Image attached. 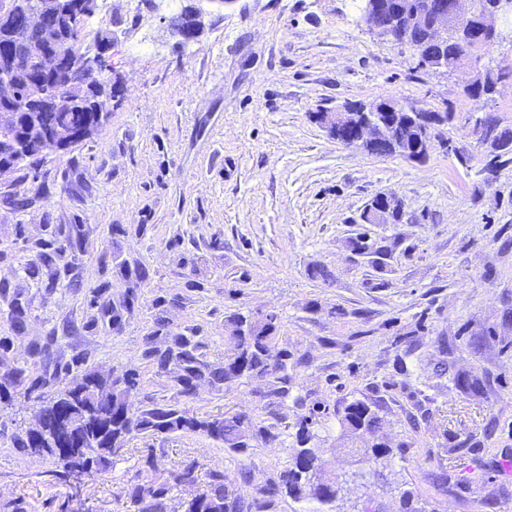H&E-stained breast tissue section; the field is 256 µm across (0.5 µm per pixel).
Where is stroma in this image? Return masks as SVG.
Listing matches in <instances>:
<instances>
[{
    "label": "stroma",
    "mask_w": 512,
    "mask_h": 512,
    "mask_svg": "<svg viewBox=\"0 0 512 512\" xmlns=\"http://www.w3.org/2000/svg\"><path fill=\"white\" fill-rule=\"evenodd\" d=\"M107 3L85 27L112 35L121 93L107 120L70 151L0 177L9 363L42 373L34 347L45 344L64 366L46 395L88 371L133 369V403L160 401L174 389L143 359L145 337H199L220 367L233 352L225 316L273 311L287 399L244 378L200 385L187 406L258 409L280 439L238 456L199 434L143 433L111 473L66 482L55 458L15 449L41 405L18 395L0 403V512H125L126 481L149 451L159 479L193 459L232 474L248 464L250 479L232 488L249 499L289 464L307 416L321 469L340 486L333 512H400L407 492L422 512H512V162L487 173L494 150L473 132L485 114L512 129V79L487 98L464 92L480 65L512 68V42L426 71L410 47L372 34L360 0H238L207 10L189 43L167 20L193 0ZM391 99L450 113L424 161L337 142L315 119ZM381 195L401 201L400 219L365 223ZM358 237L371 253L352 250ZM355 400L381 407L385 481L359 475L358 453L338 445L337 416Z\"/></svg>",
    "instance_id": "obj_1"
}]
</instances>
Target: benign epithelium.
Returning a JSON list of instances; mask_svg holds the SVG:
<instances>
[{
  "instance_id": "1",
  "label": "benign epithelium",
  "mask_w": 512,
  "mask_h": 512,
  "mask_svg": "<svg viewBox=\"0 0 512 512\" xmlns=\"http://www.w3.org/2000/svg\"><path fill=\"white\" fill-rule=\"evenodd\" d=\"M60 7L66 9L71 17L72 29L84 26L87 9L84 0H3L0 3V29L6 27L12 16L22 13L30 27L40 30L41 45L33 47L17 40L10 50L0 57V175L11 172V166L3 163L5 159L17 160L31 155L41 156L48 150L63 152L73 146L76 137H91L103 123V117L86 125L79 134L68 127H56L43 133L40 140L29 142V137L17 132L20 114H25V126H30L37 113L61 107L60 100L45 91L37 97L21 100L15 93L16 77L22 72L38 76L40 79L54 78L62 72L78 77L77 83H86L96 76H102L108 70L105 53L106 46L99 45L91 51L86 48H72L62 54L58 50L59 31L45 22L46 14ZM361 20L369 25L373 33L380 38L397 40L395 27L400 15L385 11L381 0H362ZM203 12L195 8L187 12L185 23L177 28L179 35L186 41L197 38L203 28ZM512 16V0H493L491 10L481 17V28L501 40H512V31L500 25V22ZM473 8H464V0H452L451 5L442 10L432 8V0H422L421 7L415 13L414 21L426 26L428 37L433 42L443 40L448 26L457 28L465 39L464 47L458 54V61L471 60L472 50L485 43L483 39L469 36L472 32ZM413 115L422 125V135L414 146L416 152L430 151L438 136L440 125L438 112L412 110L397 101H391L379 108V111H367L345 104L333 112L317 113L318 122L336 139L347 144H361L371 147L377 154H385L392 143L390 127L392 118L401 115Z\"/></svg>"
}]
</instances>
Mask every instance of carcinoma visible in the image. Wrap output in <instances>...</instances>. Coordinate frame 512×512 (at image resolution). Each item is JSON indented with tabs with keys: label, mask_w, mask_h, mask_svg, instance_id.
<instances>
[{
	"label": "carcinoma",
	"mask_w": 512,
	"mask_h": 512,
	"mask_svg": "<svg viewBox=\"0 0 512 512\" xmlns=\"http://www.w3.org/2000/svg\"><path fill=\"white\" fill-rule=\"evenodd\" d=\"M507 76L512 77L511 69L486 65L480 82L472 84L468 95L474 99L491 95L496 84ZM51 85L63 106L55 112L42 113L44 126L76 127L95 116L93 99L75 100L68 78L56 77ZM473 132L481 142L491 143L502 154L512 151V133L499 129V119L490 114L475 120ZM278 331L279 316L275 312L263 316L232 313L225 317L224 332L234 343L236 355L216 369L204 363V345L194 336H149L142 357L174 382L176 402L152 401L136 407L131 401L138 387L136 371L128 370L110 378L88 371L40 407L42 428L50 439L44 438L34 447L26 433L15 438V449L24 455L36 451L57 459L63 475L77 481L107 472L127 441L145 432L202 434L241 455L253 448L257 438L274 444L279 439L276 425H259L248 411L222 418H202L179 407L177 399H192L203 382L218 388L243 377L263 378L268 381L270 394L281 399L288 397V351L278 348ZM47 384L43 374L35 377L25 368H12L0 374V401L12 399L21 387L30 394ZM338 422L340 446L362 451L364 461L376 464L390 454L383 442L365 447L364 435L376 434L382 424L377 408L363 401L352 402ZM296 438L299 448L295 449L292 462L270 477L257 497L247 501L230 490L224 470L209 471L208 481L199 484V462L195 459L170 469L166 481H157L149 476L154 468L150 452L144 466L127 483V512H170V494L177 487L191 490L182 502L183 512H272L283 496L310 504L305 512H323L322 507L334 500L325 496L320 474L314 467L319 447L311 445L317 435L311 433L307 420L299 423Z\"/></svg>",
	"instance_id": "cac0c4a2"
}]
</instances>
